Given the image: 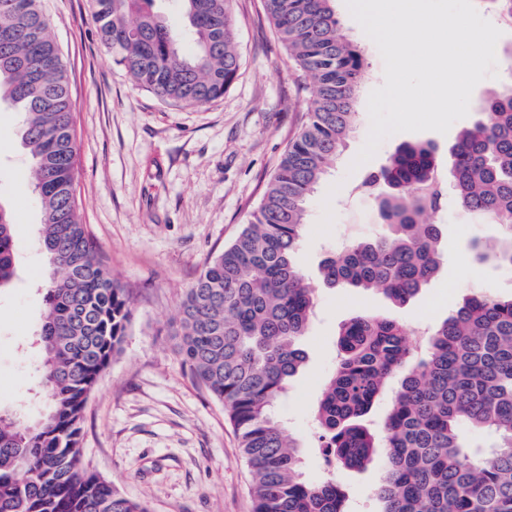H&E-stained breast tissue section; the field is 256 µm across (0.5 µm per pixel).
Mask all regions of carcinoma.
I'll return each instance as SVG.
<instances>
[{
    "instance_id": "obj_1",
    "label": "carcinoma",
    "mask_w": 512,
    "mask_h": 512,
    "mask_svg": "<svg viewBox=\"0 0 512 512\" xmlns=\"http://www.w3.org/2000/svg\"><path fill=\"white\" fill-rule=\"evenodd\" d=\"M155 0H92L101 40L140 87L179 104L224 95L241 67L231 0H175L191 49ZM266 16L299 79L305 119L251 219L187 289L172 336L192 378L217 398L251 468L253 512H347L332 481L305 478L299 447L274 406L305 360L297 339L313 315L314 289L295 262L311 196L358 117L360 49L342 33L335 0H264ZM22 114L41 209V248L53 266L38 334L47 404L31 423L0 407V512H149L82 461L85 409L119 351L131 300L112 277L75 195V103L41 0H0V105ZM488 119L462 131L444 182L434 148L405 143L370 172L385 232L332 252L320 266L338 288L376 290L405 304L442 263L427 217L447 189L473 215L505 227L473 243L480 264L512 270V84L481 100ZM15 222L0 204V288L16 274ZM339 360L318 402L328 460L350 469L384 449L380 512H512V296L475 293L429 331L424 355L396 321L354 316L336 341ZM402 374L381 433L366 416ZM469 432L498 437L472 446Z\"/></svg>"
}]
</instances>
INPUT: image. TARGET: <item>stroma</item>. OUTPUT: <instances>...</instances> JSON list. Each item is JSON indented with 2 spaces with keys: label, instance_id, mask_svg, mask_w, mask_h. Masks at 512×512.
Wrapping results in <instances>:
<instances>
[{
  "label": "stroma",
  "instance_id": "35a3bbf8",
  "mask_svg": "<svg viewBox=\"0 0 512 512\" xmlns=\"http://www.w3.org/2000/svg\"><path fill=\"white\" fill-rule=\"evenodd\" d=\"M42 7L75 102L74 188L81 218L132 305L121 350L85 410L82 460L149 512H252L251 475L238 438L223 405L182 365L171 325L187 288L247 224L300 127L306 93L266 21L263 0H233L242 67L224 96L202 107L165 101L137 86L102 44L90 0H42ZM336 13L343 33L363 52L366 77L358 121L308 205L297 263L315 289V316L299 339L306 361L275 414L300 445L309 480L336 481L350 512H376L382 458L360 471L327 466L313 426L317 400L336 367L340 326L368 314L412 330L431 327L476 289L512 295V271L475 261L472 243L498 240L501 228L474 219L451 194L434 217L443 264L408 303L395 304L376 291L327 287L318 265L348 239L383 231L376 199L361 184L400 144L431 143L441 165H448L459 132L483 118L479 101L512 79L504 52L512 27L502 26L496 73L475 86L466 117L445 134H394L357 167L353 161L370 128L368 97L384 83V62L344 0ZM31 167L18 114L0 110V201L16 222L18 260L14 284L0 291V405L22 406L30 420L45 400L33 340L46 285Z\"/></svg>",
  "mask_w": 512,
  "mask_h": 512
}]
</instances>
